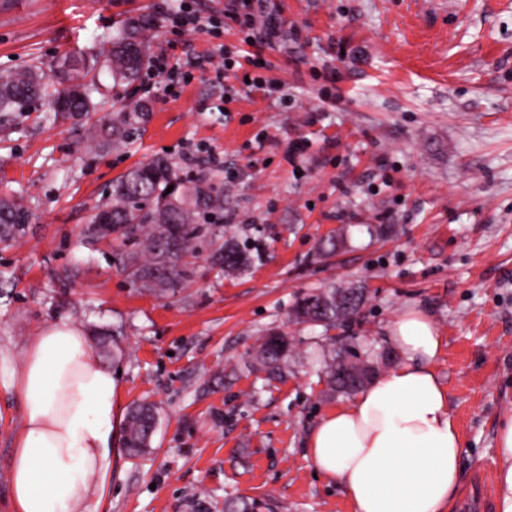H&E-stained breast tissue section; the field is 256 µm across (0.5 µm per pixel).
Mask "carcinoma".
<instances>
[{
	"mask_svg": "<svg viewBox=\"0 0 512 512\" xmlns=\"http://www.w3.org/2000/svg\"><path fill=\"white\" fill-rule=\"evenodd\" d=\"M143 21H131L112 38L88 54L66 55L46 76L37 64L19 72L0 76V115L30 112L47 104L44 119L54 121L67 115H82L92 110L90 94L104 95L106 86L96 81L107 69L115 82L131 83L149 60V44L143 36ZM147 111L141 101H125L116 108L112 125L100 128L101 134L116 145H129L138 132L140 115ZM171 192H166L168 187ZM224 213V179L215 172L179 173L165 157L141 163L112 182V204L96 215L93 230L101 236L114 229L140 240V250L127 254V267L142 287L153 293L176 291L184 277L181 262L195 251L199 225ZM23 206L0 196V239L20 234L26 224ZM213 258L227 275H240L252 265V252L235 240L227 241ZM367 300L366 288L356 283H339L300 298L293 316L298 322L315 323L328 332L336 322L348 320ZM292 353L288 337L270 332L255 349L256 365L268 377L282 374V363ZM375 367L354 363L339 354L325 360L327 385L333 393H352L367 383ZM157 424L153 405L132 406L122 426L124 448L131 456L149 449Z\"/></svg>",
	"mask_w": 512,
	"mask_h": 512,
	"instance_id": "1",
	"label": "carcinoma"
}]
</instances>
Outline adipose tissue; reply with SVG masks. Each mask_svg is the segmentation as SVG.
<instances>
[{
	"instance_id": "obj_1",
	"label": "adipose tissue",
	"mask_w": 512,
	"mask_h": 512,
	"mask_svg": "<svg viewBox=\"0 0 512 512\" xmlns=\"http://www.w3.org/2000/svg\"><path fill=\"white\" fill-rule=\"evenodd\" d=\"M401 360L328 411L308 438L315 470L353 512H451L463 442L435 368L443 338L412 306L389 326ZM14 381L22 425L11 466L15 512H98L112 453L117 383L81 326L49 323ZM496 512H512V413L499 424Z\"/></svg>"
}]
</instances>
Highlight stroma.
I'll use <instances>...</instances> for the list:
<instances>
[{
	"instance_id": "stroma-1",
	"label": "stroma",
	"mask_w": 512,
	"mask_h": 512,
	"mask_svg": "<svg viewBox=\"0 0 512 512\" xmlns=\"http://www.w3.org/2000/svg\"><path fill=\"white\" fill-rule=\"evenodd\" d=\"M225 0H0V74L90 52L132 19L153 26L151 56L169 77L114 86L148 103L129 148L91 138L88 118L0 116V193L28 211L0 243V512H13L11 460L22 414L11 369L51 321L117 336L119 412L160 413L150 453L114 446L102 512H353L316 476L306 448L328 411L318 329L295 324V301L337 281L368 290L360 316L336 328L350 360L386 348L389 324L422 306L444 345L437 374L464 442L452 512H495L493 455L512 411V0H260L293 40L264 48L284 97L228 98L241 70L217 78L196 55L241 49ZM215 16L213 32L178 33L164 17L185 5ZM335 68L327 83L325 67ZM305 150L289 156L292 142ZM214 151L230 190L224 219L204 225L179 291L139 290L125 266L138 240L97 239L91 224L112 182L138 163ZM395 226L392 235L382 227ZM335 236L336 253L319 245ZM262 253L231 277L212 254L227 238ZM293 346L283 377L251 368L267 330Z\"/></svg>"
}]
</instances>
